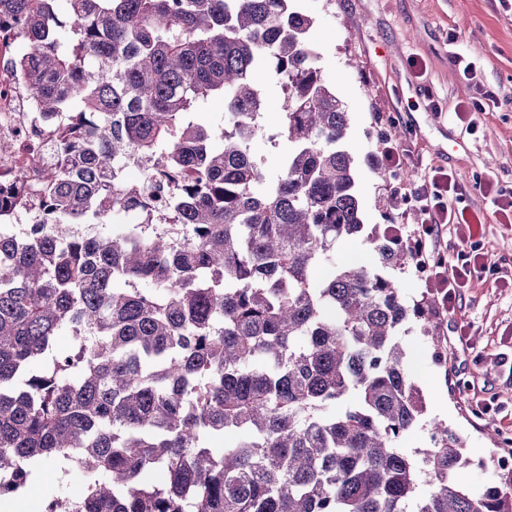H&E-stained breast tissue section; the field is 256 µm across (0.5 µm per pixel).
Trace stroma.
Masks as SVG:
<instances>
[{
  "label": "stroma",
  "instance_id": "35a3bbf8",
  "mask_svg": "<svg viewBox=\"0 0 512 512\" xmlns=\"http://www.w3.org/2000/svg\"><path fill=\"white\" fill-rule=\"evenodd\" d=\"M314 26L310 40L319 65L349 113L347 146L364 224L410 221L406 201L391 202L399 183L419 181L425 168L442 167L470 186L469 210L484 222L479 239L487 269L464 289L453 312L442 314L447 333L443 362L432 357L421 325L408 320L401 336L408 362L427 406L443 401L447 422L466 441L469 463L460 482L481 493L497 479L487 432L512 434V288L499 278L512 273V225L498 221L495 207L475 185L489 180L512 195V0H296ZM468 53L475 79L452 65ZM266 138L253 146L268 175H276L288 152L271 144L279 130L283 92L274 76L262 79ZM481 104L473 126L456 121L457 104ZM409 149L406 179L381 181L380 152L387 139ZM463 327V336L454 327Z\"/></svg>",
  "mask_w": 512,
  "mask_h": 512
}]
</instances>
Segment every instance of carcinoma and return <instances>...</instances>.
I'll return each mask as SVG.
<instances>
[{
	"label": "carcinoma",
	"instance_id": "carcinoma-1",
	"mask_svg": "<svg viewBox=\"0 0 512 512\" xmlns=\"http://www.w3.org/2000/svg\"><path fill=\"white\" fill-rule=\"evenodd\" d=\"M294 2L0 0L31 111L74 121L29 235L0 236V499L64 460L83 491L41 512H512V469L472 493L462 436L426 415L399 331L414 315L442 361L440 302L378 271L411 250L376 224L375 262H336L364 229L348 112ZM265 70L285 95L273 179L252 152ZM218 97L215 152L192 115ZM32 198L20 173L0 211ZM418 426L431 447L409 455Z\"/></svg>",
	"mask_w": 512,
	"mask_h": 512
}]
</instances>
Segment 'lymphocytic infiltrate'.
Instances as JSON below:
<instances>
[{"instance_id":"1","label":"lymphocytic infiltrate","mask_w":512,"mask_h":512,"mask_svg":"<svg viewBox=\"0 0 512 512\" xmlns=\"http://www.w3.org/2000/svg\"><path fill=\"white\" fill-rule=\"evenodd\" d=\"M465 193L453 173L440 167L426 168L419 182L391 193L392 198H403L412 205V224L397 225L396 230L409 245L415 265L426 271V282L439 295L440 309L445 313L454 309L463 288L487 269L483 255L470 247L478 220L460 206ZM447 232L467 246L453 265L440 251V241Z\"/></svg>"}]
</instances>
